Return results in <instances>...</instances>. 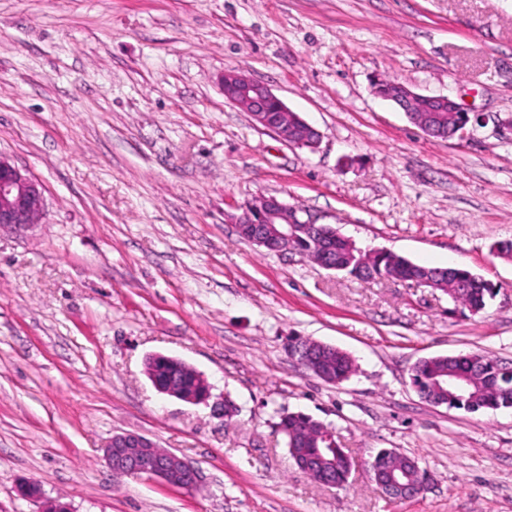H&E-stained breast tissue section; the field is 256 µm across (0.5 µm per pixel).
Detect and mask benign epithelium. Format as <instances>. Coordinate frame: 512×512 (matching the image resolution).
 <instances>
[{"label": "benign epithelium", "instance_id": "obj_1", "mask_svg": "<svg viewBox=\"0 0 512 512\" xmlns=\"http://www.w3.org/2000/svg\"><path fill=\"white\" fill-rule=\"evenodd\" d=\"M223 89L226 100L249 112L256 124L292 145H302V141L293 138L288 128V119L294 114L267 85L235 72H227L223 78ZM388 100L394 102L409 118L423 111L424 96L407 87L390 92ZM430 101L438 106V111L448 112V120L454 123V136L464 137L467 122L457 121L456 116L463 108L445 96H432ZM45 206L40 183L0 157V228L23 230L35 225L41 219ZM299 213L297 207L272 196L261 199V206L257 210L246 206L241 214L233 216V220L236 224L250 226V241L254 244L277 254H285L292 249V242L296 238L312 233L316 224L311 218L301 219ZM153 386L163 395L192 404L204 403L210 397L206 383L202 390L190 396L181 395L171 383L162 386L155 381ZM104 457L116 475L157 477L169 486L174 484L184 490H191L199 484L198 471L186 460L159 448L141 435L121 433L112 436L104 449ZM381 487L396 499H408L423 494L429 482L424 478L413 482L403 473L392 471Z\"/></svg>", "mask_w": 512, "mask_h": 512}]
</instances>
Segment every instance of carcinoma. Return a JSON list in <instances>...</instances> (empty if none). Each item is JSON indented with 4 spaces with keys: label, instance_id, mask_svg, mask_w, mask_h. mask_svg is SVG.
<instances>
[{
    "label": "carcinoma",
    "instance_id": "carcinoma-1",
    "mask_svg": "<svg viewBox=\"0 0 512 512\" xmlns=\"http://www.w3.org/2000/svg\"><path fill=\"white\" fill-rule=\"evenodd\" d=\"M294 250L312 262L335 271L345 272L358 279H385L420 283L433 281V287L444 290L453 302L472 313L482 311L487 298L493 295L490 284L481 276L459 266L430 268L415 264L393 252L378 250L366 252L335 228L325 225V236L317 244L306 237L298 238ZM315 366L319 379L339 385L356 370L352 357L327 344H319L315 352ZM178 380L187 391L197 388L199 374L188 367L176 370ZM454 374L470 380L465 392L443 391V381ZM411 384L424 400L432 399L450 408L478 411L480 409L512 408V363L492 359L479 352L436 356L420 360L412 369ZM279 433L287 440L288 452L294 460H304L315 453L322 454L336 487L344 488L354 463L348 452L332 440L333 448H326L323 436L329 427L302 412L283 414L276 423ZM398 464L406 468L413 480L427 474V470L412 460L380 450L369 464L370 479L378 482L382 469Z\"/></svg>",
    "mask_w": 512,
    "mask_h": 512
}]
</instances>
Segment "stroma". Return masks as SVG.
Instances as JSON below:
<instances>
[{"mask_svg": "<svg viewBox=\"0 0 512 512\" xmlns=\"http://www.w3.org/2000/svg\"><path fill=\"white\" fill-rule=\"evenodd\" d=\"M235 70L321 138L288 145L225 100ZM386 79L448 96L467 137L439 139L373 95ZM0 155L43 187L27 233L0 232V512H512V409L435 406L425 357L512 362V0H0ZM364 250L456 264L495 291L479 314L414 282L359 280L242 239L263 197ZM303 336L349 353L330 385L289 357ZM210 385L156 391L145 360ZM232 401L236 411L218 409ZM329 425L346 489L296 467L283 412ZM135 433L189 461L197 489L119 478ZM394 448L432 483L389 499L366 468ZM147 375L149 377L150 373L149 374L147 373ZM149 379L152 382L154 388L160 394H163V395H166V396H169V397H173V398H176V399L188 402V403H192V404L204 403L210 397L209 386L205 382V380L203 382V389L200 390L197 394L190 395V396H183V395L180 394V392L177 390V388L174 387L173 384L167 383L165 386H162L158 382H156L155 379L152 378L151 376H150Z\"/></svg>", "mask_w": 512, "mask_h": 512, "instance_id": "35a3bbf8", "label": "stroma"}]
</instances>
